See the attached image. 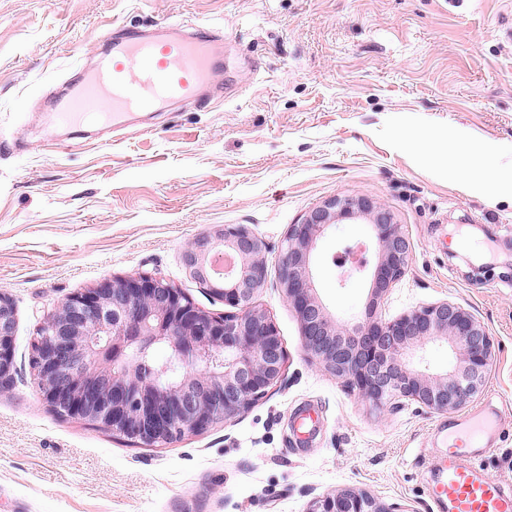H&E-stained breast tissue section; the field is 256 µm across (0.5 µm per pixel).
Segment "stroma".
I'll list each match as a JSON object with an SVG mask.
<instances>
[{"instance_id": "obj_1", "label": "stroma", "mask_w": 512, "mask_h": 512, "mask_svg": "<svg viewBox=\"0 0 512 512\" xmlns=\"http://www.w3.org/2000/svg\"><path fill=\"white\" fill-rule=\"evenodd\" d=\"M115 23L217 28L219 95L116 132L50 119ZM510 30L512 0H0V293L15 317L0 512H308L345 487L437 512L425 456L447 413L377 410L312 362L278 285L289 225L362 194L412 248L378 315L447 301L489 333L494 362L467 407L501 403L504 431L483 466L512 484V202L460 191L426 156L462 127L490 177L512 179ZM221 225L268 245L257 301L287 352L282 382L246 413L159 448L49 407L30 365L44 316L139 273L227 312L183 264ZM368 236V225L335 224L312 253L316 294L342 324L365 318L370 278L344 277L331 258ZM473 264L485 274L470 275Z\"/></svg>"}]
</instances>
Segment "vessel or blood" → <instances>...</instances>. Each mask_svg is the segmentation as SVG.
Wrapping results in <instances>:
<instances>
[{"label": "vessel or blood", "instance_id": "1", "mask_svg": "<svg viewBox=\"0 0 512 512\" xmlns=\"http://www.w3.org/2000/svg\"><path fill=\"white\" fill-rule=\"evenodd\" d=\"M108 47L96 68L52 107L62 120H79L102 110L113 127L124 126L132 113L147 112L168 103L197 100L223 69L224 56L217 33L198 27L189 36L164 30L112 29ZM498 427V407L489 402L478 411L449 418L454 443L431 457L433 480L428 487L440 512H512V488L490 479L482 459L488 438Z\"/></svg>", "mask_w": 512, "mask_h": 512}]
</instances>
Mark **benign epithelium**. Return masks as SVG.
<instances>
[{
	"mask_svg": "<svg viewBox=\"0 0 512 512\" xmlns=\"http://www.w3.org/2000/svg\"><path fill=\"white\" fill-rule=\"evenodd\" d=\"M343 219L373 231L376 262L365 256L348 273L372 270V298L364 321L331 319L314 292L310 261L318 238ZM232 259L219 271L212 256ZM267 243L248 228L224 226L197 237L183 255L189 275L234 312L202 310L179 289L152 274L115 276L74 294L48 313L32 345L31 367L43 400L58 412L95 423L148 448L200 434L249 411L281 382L286 350L256 296L267 280ZM410 245L371 196L331 197L289 225L278 279L295 311L307 355L377 409L416 402L436 412L465 405L491 369L494 344L465 309L441 302L394 320L375 316L378 300L405 274ZM14 310L0 294V385L12 367ZM451 341L462 367L429 375L410 366L416 349ZM163 345L167 358L150 356ZM186 367L162 385L171 363ZM308 512H401L356 488L315 498Z\"/></svg>",
	"mask_w": 512,
	"mask_h": 512,
	"instance_id": "benign-epithelium-1",
	"label": "benign epithelium"
}]
</instances>
